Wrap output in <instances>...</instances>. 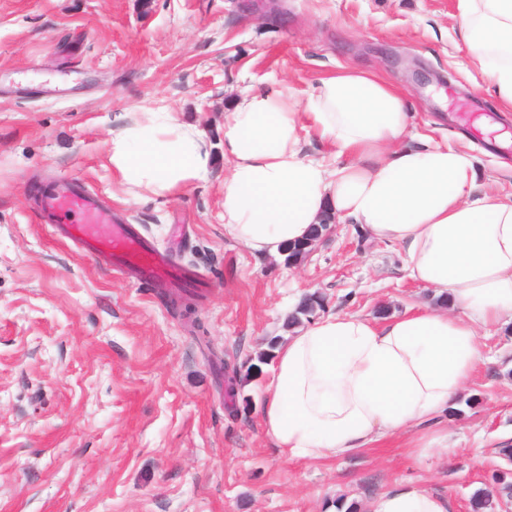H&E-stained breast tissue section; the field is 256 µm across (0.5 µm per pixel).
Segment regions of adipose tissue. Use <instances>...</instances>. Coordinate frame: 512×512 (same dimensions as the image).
Listing matches in <instances>:
<instances>
[{
  "label": "adipose tissue",
  "instance_id": "ef3b65f1",
  "mask_svg": "<svg viewBox=\"0 0 512 512\" xmlns=\"http://www.w3.org/2000/svg\"><path fill=\"white\" fill-rule=\"evenodd\" d=\"M458 30L488 91L512 110V0H459ZM403 91L343 68L305 103L275 85L237 96L224 119V232L256 253L308 237L333 215L397 246L407 275L447 299L376 322L328 314L293 335L264 390L262 421L292 459L324 460L446 416L483 361L479 328L512 325V193L480 187L474 158L403 136ZM314 133L346 164L310 158ZM112 171L133 194L165 197L210 164L203 134L163 110L112 133ZM371 512H451L447 497L402 483Z\"/></svg>",
  "mask_w": 512,
  "mask_h": 512
}]
</instances>
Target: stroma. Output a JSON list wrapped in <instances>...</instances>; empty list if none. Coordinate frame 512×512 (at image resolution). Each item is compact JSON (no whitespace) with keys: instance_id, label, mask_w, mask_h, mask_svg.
Wrapping results in <instances>:
<instances>
[{"instance_id":"stroma-1","label":"stroma","mask_w":512,"mask_h":512,"mask_svg":"<svg viewBox=\"0 0 512 512\" xmlns=\"http://www.w3.org/2000/svg\"><path fill=\"white\" fill-rule=\"evenodd\" d=\"M458 0H0V512H369L409 480L453 512L491 483L512 446V327L482 331L486 357L443 418L448 445L417 459L413 433L334 459L291 460L268 440L272 363L228 389L225 367L287 343L304 295L371 320L435 307L397 247L336 220L300 264L254 255L224 234V115L273 82L305 101L342 66L406 91L410 144L466 150L479 181L512 192V111L481 89L456 31ZM168 106L196 126L207 172L164 198H137L112 172V129ZM83 181L114 218L204 278L156 293L100 265L46 222L33 188ZM481 396L470 408L466 398Z\"/></svg>"}]
</instances>
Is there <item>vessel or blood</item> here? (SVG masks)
<instances>
[{
  "label": "vessel or blood",
  "mask_w": 512,
  "mask_h": 512,
  "mask_svg": "<svg viewBox=\"0 0 512 512\" xmlns=\"http://www.w3.org/2000/svg\"><path fill=\"white\" fill-rule=\"evenodd\" d=\"M40 207L46 219L63 228L66 240L102 264L127 271L159 289L197 280L194 271L150 243L133 225L113 223L111 211L80 182L46 190Z\"/></svg>",
  "instance_id": "obj_1"
}]
</instances>
